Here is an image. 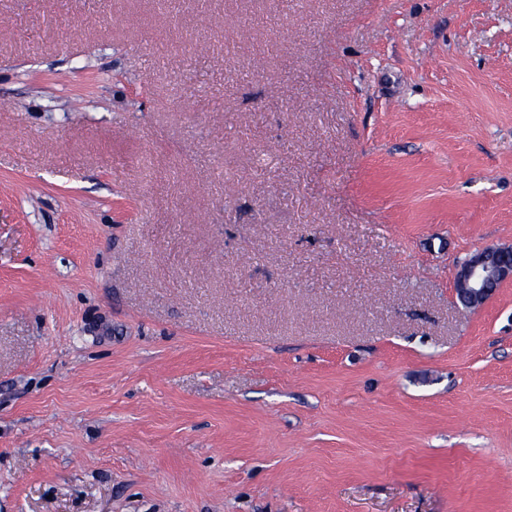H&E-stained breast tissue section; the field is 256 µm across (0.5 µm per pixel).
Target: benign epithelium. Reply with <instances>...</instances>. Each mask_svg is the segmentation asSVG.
<instances>
[{"mask_svg": "<svg viewBox=\"0 0 512 512\" xmlns=\"http://www.w3.org/2000/svg\"><path fill=\"white\" fill-rule=\"evenodd\" d=\"M512 279V247L486 246L463 262L456 275V295L471 310H478Z\"/></svg>", "mask_w": 512, "mask_h": 512, "instance_id": "benign-epithelium-1", "label": "benign epithelium"}]
</instances>
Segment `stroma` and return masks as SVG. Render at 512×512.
Returning <instances> with one entry per match:
<instances>
[{
    "label": "stroma",
    "instance_id": "obj_1",
    "mask_svg": "<svg viewBox=\"0 0 512 512\" xmlns=\"http://www.w3.org/2000/svg\"><path fill=\"white\" fill-rule=\"evenodd\" d=\"M512 0H0V512H512ZM512 279V247L486 246L463 262L456 275V297L467 309L478 310Z\"/></svg>",
    "mask_w": 512,
    "mask_h": 512
}]
</instances>
